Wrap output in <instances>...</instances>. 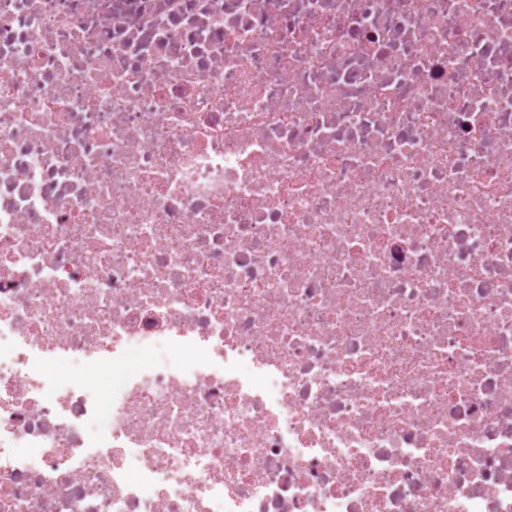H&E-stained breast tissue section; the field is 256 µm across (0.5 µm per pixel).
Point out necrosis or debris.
I'll list each match as a JSON object with an SVG mask.
<instances>
[{"label":"necrosis or debris","mask_w":512,"mask_h":512,"mask_svg":"<svg viewBox=\"0 0 512 512\" xmlns=\"http://www.w3.org/2000/svg\"><path fill=\"white\" fill-rule=\"evenodd\" d=\"M0 512H512V0H0Z\"/></svg>","instance_id":"obj_1"}]
</instances>
